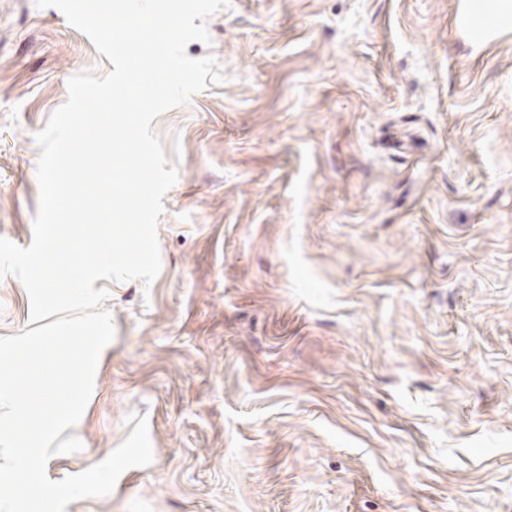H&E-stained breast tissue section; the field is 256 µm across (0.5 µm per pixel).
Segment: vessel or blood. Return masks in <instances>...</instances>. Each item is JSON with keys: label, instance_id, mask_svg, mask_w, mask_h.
<instances>
[{"label": "vessel or blood", "instance_id": "obj_1", "mask_svg": "<svg viewBox=\"0 0 512 512\" xmlns=\"http://www.w3.org/2000/svg\"><path fill=\"white\" fill-rule=\"evenodd\" d=\"M456 25L471 43L490 45L512 29V7L504 0H463Z\"/></svg>", "mask_w": 512, "mask_h": 512}]
</instances>
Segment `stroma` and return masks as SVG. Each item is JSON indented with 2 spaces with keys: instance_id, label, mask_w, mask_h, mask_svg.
I'll list each match as a JSON object with an SVG mask.
<instances>
[{
  "instance_id": "obj_1",
  "label": "stroma",
  "mask_w": 512,
  "mask_h": 512,
  "mask_svg": "<svg viewBox=\"0 0 512 512\" xmlns=\"http://www.w3.org/2000/svg\"><path fill=\"white\" fill-rule=\"evenodd\" d=\"M458 0H229L218 82L152 126L161 270L95 281L115 336L60 481L147 418L153 460L65 512H512V31ZM112 63L0 0V238L39 212L38 134ZM0 281V337L31 329ZM512 11L506 3L489 0H464L456 14V25L475 45H491L510 29Z\"/></svg>"
}]
</instances>
